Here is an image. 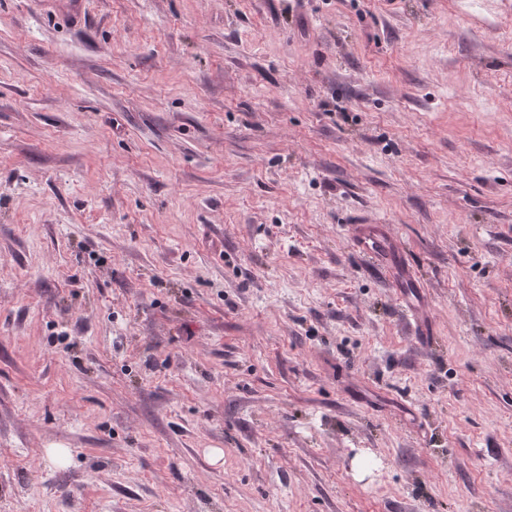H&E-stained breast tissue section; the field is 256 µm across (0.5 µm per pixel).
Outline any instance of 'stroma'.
I'll return each instance as SVG.
<instances>
[{
	"instance_id": "obj_1",
	"label": "stroma",
	"mask_w": 512,
	"mask_h": 512,
	"mask_svg": "<svg viewBox=\"0 0 512 512\" xmlns=\"http://www.w3.org/2000/svg\"><path fill=\"white\" fill-rule=\"evenodd\" d=\"M0 512H512V0H0ZM393 236L388 226L380 224L359 232L353 240V249L360 258H377L378 263L374 266L385 270L380 260L388 252L392 244Z\"/></svg>"
}]
</instances>
